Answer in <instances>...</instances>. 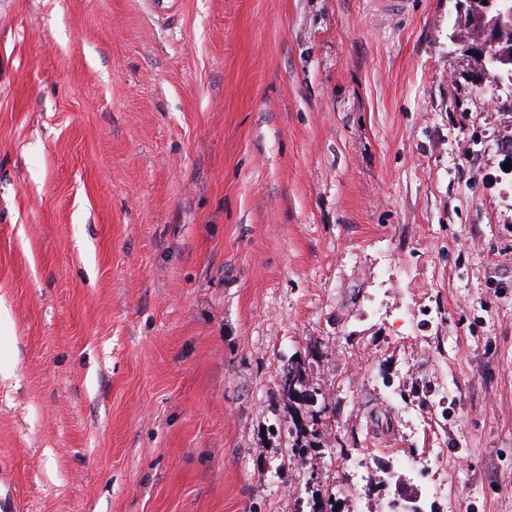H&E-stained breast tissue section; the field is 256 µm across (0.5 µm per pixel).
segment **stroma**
<instances>
[{"label":"stroma","instance_id":"35a3bbf8","mask_svg":"<svg viewBox=\"0 0 512 512\" xmlns=\"http://www.w3.org/2000/svg\"><path fill=\"white\" fill-rule=\"evenodd\" d=\"M464 26L0 0V512H512V84ZM500 13L488 21L487 13L482 12L476 19L477 32L472 40L464 41L458 37L454 38L455 53L479 62L473 73L480 85L485 84L488 80L495 87L502 83V78L493 73L498 63L501 62L495 53V47L502 34ZM308 371L304 361H296L288 367V373L283 377L282 393L288 397V400L302 395L297 388L304 386Z\"/></svg>","mask_w":512,"mask_h":512}]
</instances>
